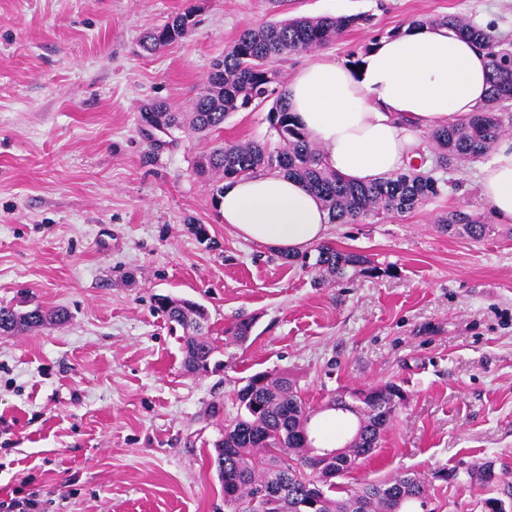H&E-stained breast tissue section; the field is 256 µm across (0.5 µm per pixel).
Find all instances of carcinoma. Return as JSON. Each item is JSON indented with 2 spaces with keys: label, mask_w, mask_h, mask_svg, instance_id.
Instances as JSON below:
<instances>
[{
  "label": "carcinoma",
  "mask_w": 512,
  "mask_h": 512,
  "mask_svg": "<svg viewBox=\"0 0 512 512\" xmlns=\"http://www.w3.org/2000/svg\"><path fill=\"white\" fill-rule=\"evenodd\" d=\"M365 15L301 17L267 22L244 29L234 45L215 60L203 91L195 98L189 125L198 132L224 126L232 112L256 109L273 101L268 118L280 147L265 144H220L201 157L197 170L233 179L257 173H284L303 181L321 199L333 224H355L380 214H402L439 196L448 180V169L477 159L490 151L502 132L512 127V40L494 38L458 16H444L445 25L473 41L491 58V89L486 105L467 121L435 129L429 135L433 157L420 154V164L392 173L369 185L351 184L323 167L322 154L288 111L286 89L274 64L292 53L324 47L345 30L368 23ZM195 26V12L188 9L149 33L143 42L155 51L185 37ZM144 125L168 130L180 127L181 115L157 103L141 109ZM450 233L462 231L473 240L487 230L485 217L455 210L439 219ZM314 283L333 285L347 278L349 270L373 276L379 268L365 255L342 251L328 244L316 247ZM158 308L168 322L181 327L183 365L191 372L209 369L215 347L205 335L206 308L188 299L158 298ZM66 318L61 310L40 306L21 311L0 306V335L30 331L46 322ZM253 322L241 319L224 329L225 339L237 344L251 337ZM405 391L388 381L365 390L354 389L325 406L355 418L349 434L337 433L344 448V462L335 464L336 477L349 476L359 463L379 447L383 432L406 404ZM235 415L224 424V438L214 444L211 461L224 488L228 512H260L262 499L276 491L273 512H298L297 505L313 496L322 502L317 512H409L425 508L428 482L416 475L399 474L356 487L327 482L318 471L303 438L309 417L316 415L286 373H256L246 380L233 400Z\"/></svg>",
  "instance_id": "carcinoma-1"
}]
</instances>
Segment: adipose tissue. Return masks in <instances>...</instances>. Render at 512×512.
<instances>
[{"mask_svg": "<svg viewBox=\"0 0 512 512\" xmlns=\"http://www.w3.org/2000/svg\"><path fill=\"white\" fill-rule=\"evenodd\" d=\"M488 56L448 27L407 23L352 69L315 55L287 86V103L323 163L337 176L369 183L419 156V132L465 121L486 102ZM478 189L498 223L512 224V138L497 141ZM224 224L244 240L295 253L324 239L329 215L304 183L281 174L226 181Z\"/></svg>", "mask_w": 512, "mask_h": 512, "instance_id": "obj_1", "label": "adipose tissue"}]
</instances>
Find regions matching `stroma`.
I'll return each mask as SVG.
<instances>
[{"label":"stroma","mask_w":512,"mask_h":512,"mask_svg":"<svg viewBox=\"0 0 512 512\" xmlns=\"http://www.w3.org/2000/svg\"><path fill=\"white\" fill-rule=\"evenodd\" d=\"M196 26L148 53L144 35L187 9ZM369 14L326 46L348 62L413 19L456 15L512 39V0H0V306L68 318L0 335V499L39 512H224L208 458L234 391L288 372L321 406L392 380L408 402L349 483L415 473L438 512L512 503V238L442 231L488 214L468 162L423 207L333 224L326 241L378 276L315 287L307 264L237 237L197 163L218 142L277 147L268 106L209 135H146L144 103L190 112L215 59L270 20ZM206 230V239L194 234ZM160 295L206 307L216 368L187 372ZM253 318L250 339L224 329ZM221 413H212L213 404ZM488 462L494 483L470 484ZM439 471L448 480L436 479ZM439 224H442V228L448 233L462 230L471 239L480 240L485 236L489 222L486 221L485 216L455 210L441 216Z\"/></svg>","instance_id":"obj_1"}]
</instances>
